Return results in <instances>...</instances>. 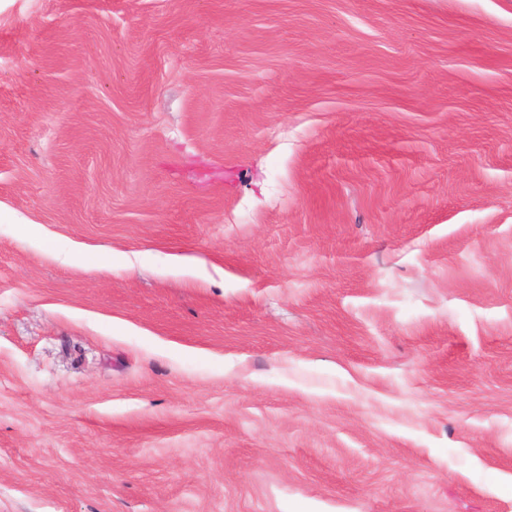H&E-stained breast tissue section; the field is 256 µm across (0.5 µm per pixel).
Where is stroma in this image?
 Returning <instances> with one entry per match:
<instances>
[{"instance_id":"obj_1","label":"stroma","mask_w":512,"mask_h":512,"mask_svg":"<svg viewBox=\"0 0 512 512\" xmlns=\"http://www.w3.org/2000/svg\"><path fill=\"white\" fill-rule=\"evenodd\" d=\"M0 512H512V0H0Z\"/></svg>"}]
</instances>
